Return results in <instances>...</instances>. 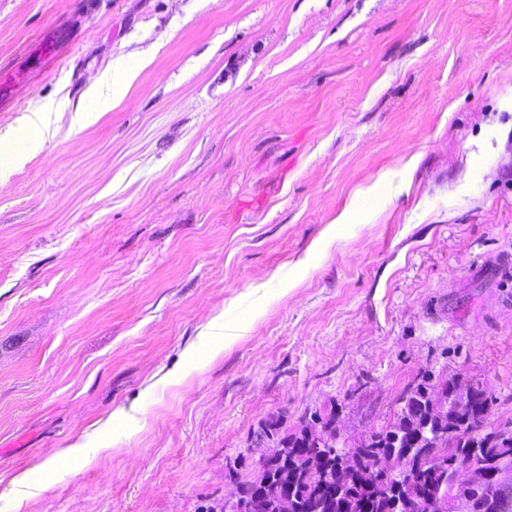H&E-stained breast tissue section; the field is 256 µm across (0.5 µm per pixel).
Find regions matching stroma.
I'll use <instances>...</instances> for the list:
<instances>
[{"mask_svg": "<svg viewBox=\"0 0 512 512\" xmlns=\"http://www.w3.org/2000/svg\"><path fill=\"white\" fill-rule=\"evenodd\" d=\"M63 99L0 183V512H198L265 420L354 440L422 373L512 430V0H0V132ZM120 63L113 62L106 71L101 73L97 81L90 88V96L94 97V110L91 111L84 104L77 108V112H106L112 106V73L118 72ZM29 115L24 118L28 128L36 132V139L45 140L54 133L52 113L58 112L47 105H38L30 109ZM222 315L215 316L209 327L213 329L210 336H206L205 339L209 342L208 355L209 358L213 359L224 351V348L229 347L235 340L234 336H224V325L221 322ZM94 447L92 446V437L87 436L83 440L70 445L68 448H60L56 452L55 456L48 461H44L38 464L39 469H46L52 466L63 464L70 458L75 456L85 455L87 449Z\"/></svg>", "mask_w": 512, "mask_h": 512, "instance_id": "1", "label": "stroma"}]
</instances>
